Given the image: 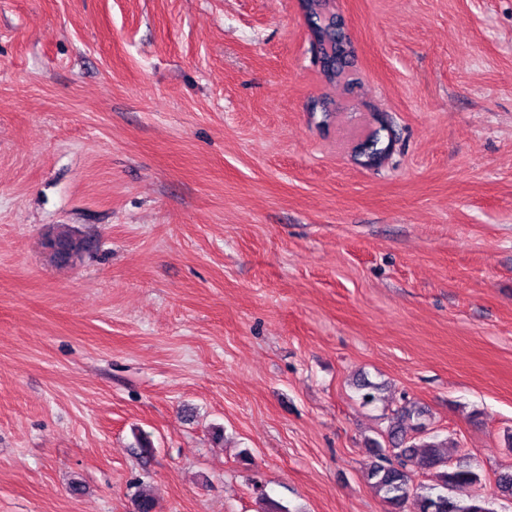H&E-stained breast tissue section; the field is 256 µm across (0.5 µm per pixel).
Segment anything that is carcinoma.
Masks as SVG:
<instances>
[{
    "mask_svg": "<svg viewBox=\"0 0 512 512\" xmlns=\"http://www.w3.org/2000/svg\"><path fill=\"white\" fill-rule=\"evenodd\" d=\"M307 10V24L313 44L318 49L321 71L327 82L353 83L349 73L352 67L353 45L341 40L336 29L337 15L329 7V0H302ZM374 146L370 159L363 164L372 166L381 162L390 146H380L379 131L366 137ZM68 248L65 259L59 257L55 246ZM51 262L66 266L86 249L85 241L69 230H59L48 235L44 242ZM421 413L405 408L393 413L389 426L391 447L384 448L374 440L369 452L371 460L365 478L380 495L385 512H492L490 501L476 495L469 501L458 499L455 491L463 486H483V476L473 466L458 462L451 464L449 456L441 451L443 441L421 440L406 444L407 430L421 431ZM431 477L429 484H415L414 475Z\"/></svg>",
    "mask_w": 512,
    "mask_h": 512,
    "instance_id": "1",
    "label": "carcinoma"
}]
</instances>
